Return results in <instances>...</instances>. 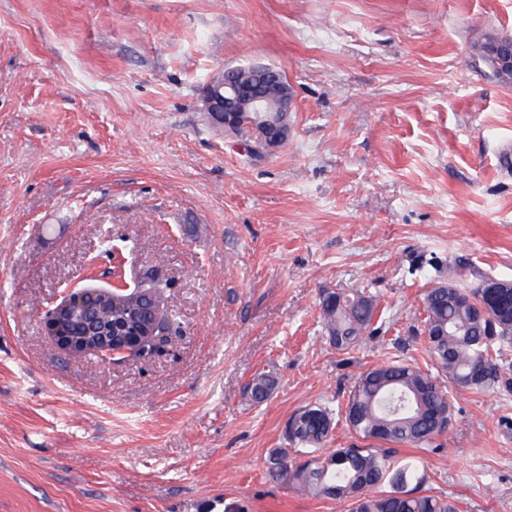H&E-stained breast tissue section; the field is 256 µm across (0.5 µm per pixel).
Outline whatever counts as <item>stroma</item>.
<instances>
[{
	"mask_svg": "<svg viewBox=\"0 0 512 512\" xmlns=\"http://www.w3.org/2000/svg\"><path fill=\"white\" fill-rule=\"evenodd\" d=\"M512 0H0V512H349L273 480L289 418L389 360L433 370L428 288L512 280V87L469 48ZM282 68L288 137L251 156L201 98ZM155 275L166 355L69 360L65 286ZM372 296L359 346L320 299ZM491 389L449 388L421 459L463 512H512V344ZM277 384L263 403L247 386Z\"/></svg>",
	"mask_w": 512,
	"mask_h": 512,
	"instance_id": "obj_1",
	"label": "stroma"
}]
</instances>
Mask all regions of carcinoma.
<instances>
[{"label":"carcinoma","mask_w":512,"mask_h":512,"mask_svg":"<svg viewBox=\"0 0 512 512\" xmlns=\"http://www.w3.org/2000/svg\"><path fill=\"white\" fill-rule=\"evenodd\" d=\"M423 303L426 351L448 382L482 391L499 380L493 352L512 342V288L502 289L491 305L477 289L448 283L429 289ZM320 306L324 333L340 351L357 345L377 312L376 300L363 293L327 292ZM274 385L270 375L256 376L249 386L253 402L265 401ZM345 418L362 438L387 447L352 445L304 460L274 448L267 459L269 475L315 497L348 500L351 512H459L457 501L421 490L426 477L419 460H395L393 446L427 445L450 423L447 391L434 377L399 360L379 365L357 379ZM332 425V413L314 406L289 419L287 438L299 453L301 445L327 441Z\"/></svg>","instance_id":"carcinoma-1"}]
</instances>
